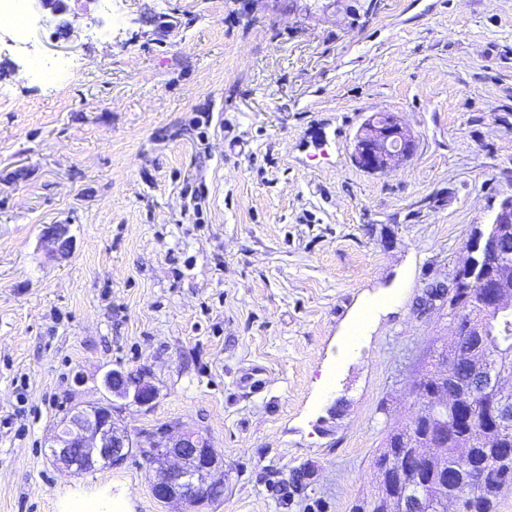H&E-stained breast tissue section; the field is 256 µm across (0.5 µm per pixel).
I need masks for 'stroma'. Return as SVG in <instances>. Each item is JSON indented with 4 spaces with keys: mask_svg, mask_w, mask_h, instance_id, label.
<instances>
[{
    "mask_svg": "<svg viewBox=\"0 0 512 512\" xmlns=\"http://www.w3.org/2000/svg\"><path fill=\"white\" fill-rule=\"evenodd\" d=\"M32 14L26 47L0 39V512H164L139 456L76 475L45 446L111 368L158 390L121 425L210 434L224 492L200 512H349L448 325L418 300L512 195V0ZM38 59L77 68L51 85ZM378 113L416 147L368 173Z\"/></svg>",
    "mask_w": 512,
    "mask_h": 512,
    "instance_id": "obj_1",
    "label": "stroma"
}]
</instances>
